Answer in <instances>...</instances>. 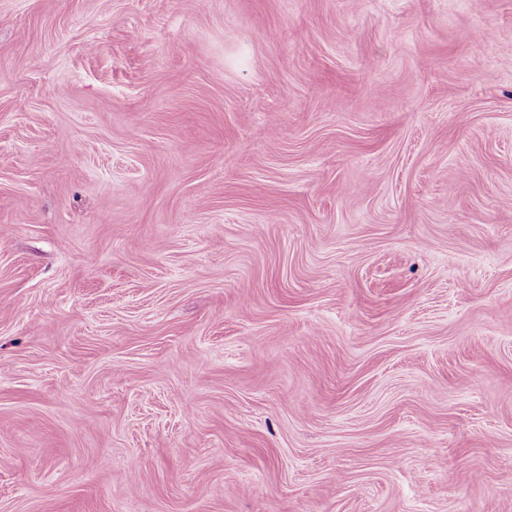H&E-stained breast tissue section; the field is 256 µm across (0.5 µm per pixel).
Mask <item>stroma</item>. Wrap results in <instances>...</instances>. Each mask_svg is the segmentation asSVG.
<instances>
[{
    "label": "stroma",
    "mask_w": 512,
    "mask_h": 512,
    "mask_svg": "<svg viewBox=\"0 0 512 512\" xmlns=\"http://www.w3.org/2000/svg\"><path fill=\"white\" fill-rule=\"evenodd\" d=\"M0 512H512V0H0Z\"/></svg>",
    "instance_id": "stroma-1"
}]
</instances>
